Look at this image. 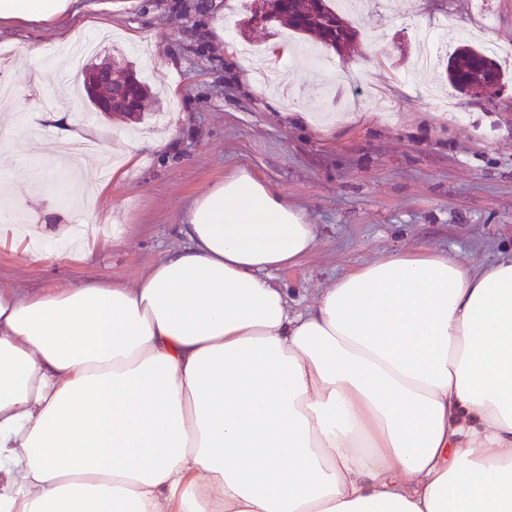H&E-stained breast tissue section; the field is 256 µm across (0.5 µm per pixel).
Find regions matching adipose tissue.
Listing matches in <instances>:
<instances>
[{"label":"adipose tissue","mask_w":512,"mask_h":512,"mask_svg":"<svg viewBox=\"0 0 512 512\" xmlns=\"http://www.w3.org/2000/svg\"><path fill=\"white\" fill-rule=\"evenodd\" d=\"M182 232L131 287L0 290V512H512V259L394 252L297 312L271 274L316 227L248 168Z\"/></svg>","instance_id":"1"}]
</instances>
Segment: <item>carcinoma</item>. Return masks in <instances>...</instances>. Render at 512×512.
Returning a JSON list of instances; mask_svg holds the SVG:
<instances>
[{
    "label": "carcinoma",
    "instance_id": "1",
    "mask_svg": "<svg viewBox=\"0 0 512 512\" xmlns=\"http://www.w3.org/2000/svg\"><path fill=\"white\" fill-rule=\"evenodd\" d=\"M268 14L295 32L314 35L328 46L339 42H353L354 30L347 20L328 6V0H310L306 4L298 0H262ZM117 88L123 91L126 103L119 112H140L149 96V88L128 68H112ZM448 82L459 90L476 84L483 89L501 83L503 71L500 64L486 49L479 46L460 45L448 58L446 66Z\"/></svg>",
    "mask_w": 512,
    "mask_h": 512
}]
</instances>
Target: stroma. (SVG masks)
Here are the masks:
<instances>
[{"label":"stroma","mask_w":512,"mask_h":512,"mask_svg":"<svg viewBox=\"0 0 512 512\" xmlns=\"http://www.w3.org/2000/svg\"><path fill=\"white\" fill-rule=\"evenodd\" d=\"M83 2L112 35L89 64L123 61L151 96L136 121L95 111L81 77L45 53L72 30L94 37L80 17L0 30V82L19 92L0 164L28 174L0 192V227L20 216L52 233L86 223L90 209L108 218L100 243L75 259L42 263L0 245V289L135 285L150 263L185 245L180 224L193 199L242 166L317 228L312 252L272 274L295 310L385 253L432 248L468 264L512 256V64L502 84L474 99L448 83L444 65L418 66L415 38L445 25L512 48V0H369L343 9L357 37L342 54L277 22L250 27L258 0ZM243 45L284 46L288 55L253 76ZM45 93L74 111L94 145L140 142L136 164L107 196L60 197L55 183L71 170L32 164L26 119ZM293 106L358 118L312 126L289 115ZM116 224L124 233L115 241Z\"/></svg>","instance_id":"stroma-1"}]
</instances>
